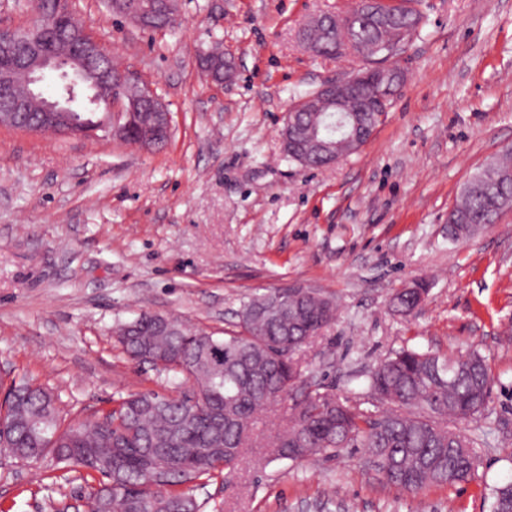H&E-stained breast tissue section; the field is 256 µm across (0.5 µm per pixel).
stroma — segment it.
<instances>
[{"label":"stroma","mask_w":512,"mask_h":512,"mask_svg":"<svg viewBox=\"0 0 512 512\" xmlns=\"http://www.w3.org/2000/svg\"><path fill=\"white\" fill-rule=\"evenodd\" d=\"M359 0H179L174 28L148 32L105 0H66L104 51L138 73L171 114L165 147L0 127V383L30 380L86 419L119 396L178 398L191 384L136 364L118 328L147 311L223 335L248 299L303 288L336 316L295 354L303 380L378 417L368 376L403 347L479 351L494 377L486 411L442 425L474 443L473 480L408 494L358 448L294 463L265 443L289 401L258 415V446L231 475L187 484L203 512H492L512 479V210L465 241L448 213L466 181L512 148V0H421L398 63L408 75L373 137L306 170L279 133L297 95L360 69L316 57L298 32ZM222 43L235 81H208L200 55ZM428 293L409 316L392 295ZM91 477L0 450V512H63Z\"/></svg>","instance_id":"obj_1"}]
</instances>
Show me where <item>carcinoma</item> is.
Here are the masks:
<instances>
[{"label": "carcinoma", "mask_w": 512, "mask_h": 512, "mask_svg": "<svg viewBox=\"0 0 512 512\" xmlns=\"http://www.w3.org/2000/svg\"><path fill=\"white\" fill-rule=\"evenodd\" d=\"M417 0L385 7L388 19H359L355 40L365 45L397 44L401 30L417 28ZM206 71L224 77V53L204 58ZM12 94L26 100L29 113L18 114L19 128L34 123L39 103L18 84ZM288 142L286 157L317 168L314 147L299 137ZM512 204V154L491 161L466 183L460 204L450 213L454 239H468L494 223ZM427 288L403 289L392 305L409 314ZM264 297L244 304L239 331L219 338L186 328L178 319L143 312L117 331L133 360L163 361L159 371L192 382L193 396L168 398L153 391L129 393L102 419L66 421L60 397L29 381L12 383L0 412L7 427L5 447L26 462L47 456L58 463L100 473L107 481L87 497V512H201L196 497L179 490L220 469H233L244 448L255 444V416L296 389L303 400L292 404L288 427L271 442L275 458L301 462L361 448L381 462L376 470L407 493L431 485L470 481L479 459L472 442L443 427L440 416L480 415L488 406L493 377L478 352L441 358L402 348L378 364L369 376L375 397L392 406L374 418L333 393L299 389L293 354L317 337L335 317L332 300L311 292L288 294L278 312L262 311ZM493 512H512V482L493 489Z\"/></svg>", "instance_id": "carcinoma-1"}]
</instances>
